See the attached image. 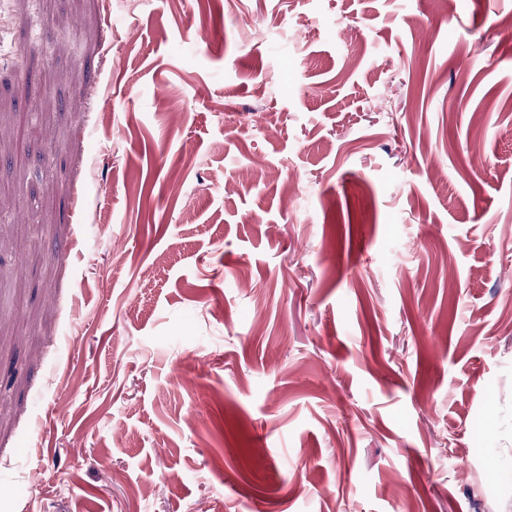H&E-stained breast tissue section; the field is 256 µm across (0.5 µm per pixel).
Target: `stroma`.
<instances>
[{
	"mask_svg": "<svg viewBox=\"0 0 512 512\" xmlns=\"http://www.w3.org/2000/svg\"><path fill=\"white\" fill-rule=\"evenodd\" d=\"M511 128L512 0H0V512H512Z\"/></svg>",
	"mask_w": 512,
	"mask_h": 512,
	"instance_id": "stroma-1",
	"label": "stroma"
}]
</instances>
